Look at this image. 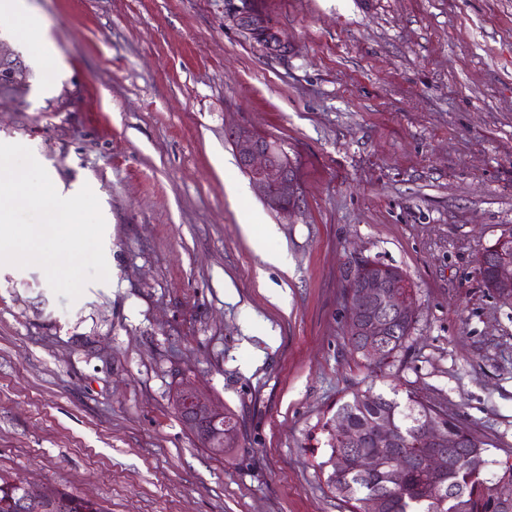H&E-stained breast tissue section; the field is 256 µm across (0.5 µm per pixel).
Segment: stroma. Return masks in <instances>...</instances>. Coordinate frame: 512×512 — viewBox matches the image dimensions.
<instances>
[{
    "label": "stroma",
    "instance_id": "35a3bbf8",
    "mask_svg": "<svg viewBox=\"0 0 512 512\" xmlns=\"http://www.w3.org/2000/svg\"><path fill=\"white\" fill-rule=\"evenodd\" d=\"M29 4L56 53L23 105L0 100V143L66 192L90 186L109 279L72 301L40 267L0 265V472L107 512H346L321 426L369 388L484 433V478L512 462V302L477 271L512 225V0ZM241 125L287 143L292 220L239 169ZM255 211L287 270L244 234ZM362 258L414 285V329L379 368L347 336ZM185 378L235 414L232 453L181 422ZM235 20L237 24L243 29L250 32L252 29H265L267 37L270 39V48L274 52L287 49L288 44L277 34L271 27L268 26L266 21L257 14L243 12L239 13Z\"/></svg>",
    "mask_w": 512,
    "mask_h": 512
}]
</instances>
